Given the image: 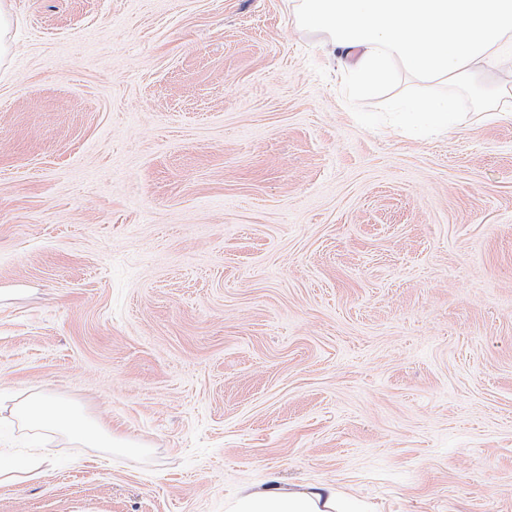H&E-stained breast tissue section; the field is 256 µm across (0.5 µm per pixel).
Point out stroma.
Returning a JSON list of instances; mask_svg holds the SVG:
<instances>
[{
    "instance_id": "35a3bbf8",
    "label": "stroma",
    "mask_w": 512,
    "mask_h": 512,
    "mask_svg": "<svg viewBox=\"0 0 512 512\" xmlns=\"http://www.w3.org/2000/svg\"><path fill=\"white\" fill-rule=\"evenodd\" d=\"M0 406L74 403L0 512H225L270 480L373 512H512L507 77L390 125L294 0H8ZM394 114L400 126L429 133L446 131L457 127L462 121L451 97L418 96L404 103L401 110ZM10 416L28 431L60 435L87 448H106L137 454L143 445L118 437L98 423L91 422L70 402L46 394H32L14 402Z\"/></svg>"
}]
</instances>
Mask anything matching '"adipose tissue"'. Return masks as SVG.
<instances>
[{
  "label": "adipose tissue",
  "instance_id": "obj_1",
  "mask_svg": "<svg viewBox=\"0 0 512 512\" xmlns=\"http://www.w3.org/2000/svg\"><path fill=\"white\" fill-rule=\"evenodd\" d=\"M294 15L299 28L355 53L346 72L360 90L391 84L402 73L422 83L470 84L482 62L512 55V0H297ZM395 118L402 127L429 133L461 122L449 97H416ZM9 413L24 429L60 435L81 447L142 450L91 422L72 403L46 394L15 401ZM228 512H365V506L320 483L302 490H248L229 502Z\"/></svg>",
  "mask_w": 512,
  "mask_h": 512
}]
</instances>
